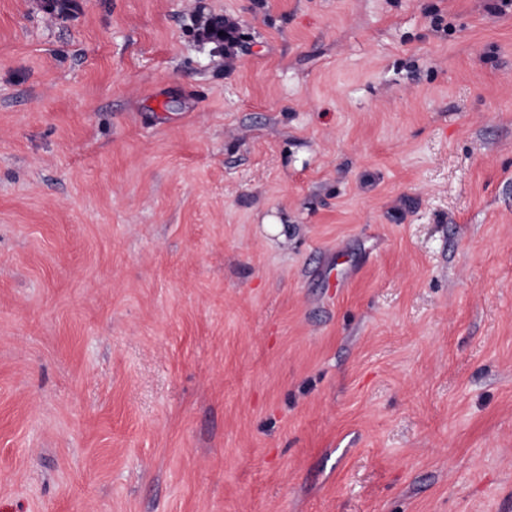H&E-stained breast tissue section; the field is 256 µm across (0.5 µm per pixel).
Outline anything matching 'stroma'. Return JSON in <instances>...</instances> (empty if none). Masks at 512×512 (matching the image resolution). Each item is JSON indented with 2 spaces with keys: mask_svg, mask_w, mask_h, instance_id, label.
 Segmentation results:
<instances>
[{
  "mask_svg": "<svg viewBox=\"0 0 512 512\" xmlns=\"http://www.w3.org/2000/svg\"><path fill=\"white\" fill-rule=\"evenodd\" d=\"M78 4L0 0V512H512V0Z\"/></svg>",
  "mask_w": 512,
  "mask_h": 512,
  "instance_id": "stroma-1",
  "label": "stroma"
}]
</instances>
